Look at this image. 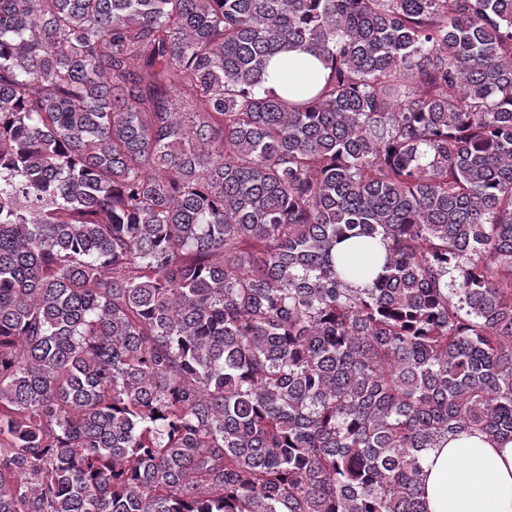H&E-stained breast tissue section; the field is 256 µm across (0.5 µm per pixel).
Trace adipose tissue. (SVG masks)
Wrapping results in <instances>:
<instances>
[{"instance_id":"ef3b65f1","label":"adipose tissue","mask_w":512,"mask_h":512,"mask_svg":"<svg viewBox=\"0 0 512 512\" xmlns=\"http://www.w3.org/2000/svg\"><path fill=\"white\" fill-rule=\"evenodd\" d=\"M323 71L318 59L298 50L274 59L267 86L310 84ZM421 498L426 512H512V441L463 432L429 450Z\"/></svg>"}]
</instances>
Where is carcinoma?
Listing matches in <instances>:
<instances>
[{
    "instance_id": "obj_1",
    "label": "carcinoma",
    "mask_w": 512,
    "mask_h": 512,
    "mask_svg": "<svg viewBox=\"0 0 512 512\" xmlns=\"http://www.w3.org/2000/svg\"><path fill=\"white\" fill-rule=\"evenodd\" d=\"M461 432L512 441V0H0V512H425ZM323 64L311 54L298 50L274 59L269 68L270 76L265 84L278 93L292 80L312 84L321 73L326 72Z\"/></svg>"
}]
</instances>
